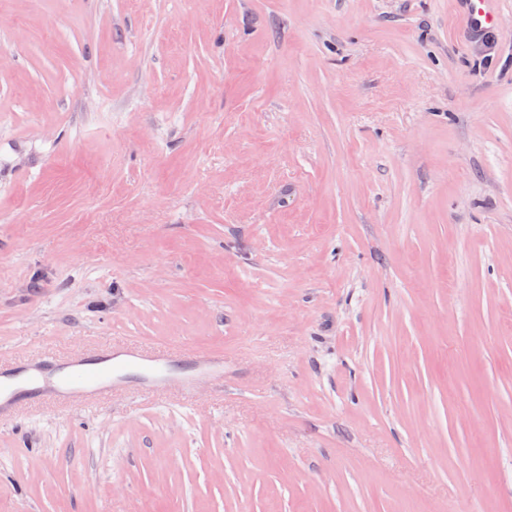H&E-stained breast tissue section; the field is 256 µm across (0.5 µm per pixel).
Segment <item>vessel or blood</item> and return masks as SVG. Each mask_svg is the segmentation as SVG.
<instances>
[{
    "instance_id": "obj_1",
    "label": "vessel or blood",
    "mask_w": 512,
    "mask_h": 512,
    "mask_svg": "<svg viewBox=\"0 0 512 512\" xmlns=\"http://www.w3.org/2000/svg\"><path fill=\"white\" fill-rule=\"evenodd\" d=\"M223 379L224 355L218 351L149 352L138 344L107 342L80 355L0 365V419L25 404L77 409L122 391L176 386L189 393L199 381Z\"/></svg>"
}]
</instances>
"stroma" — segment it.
I'll return each mask as SVG.
<instances>
[{
  "label": "stroma",
  "mask_w": 512,
  "mask_h": 512,
  "mask_svg": "<svg viewBox=\"0 0 512 512\" xmlns=\"http://www.w3.org/2000/svg\"><path fill=\"white\" fill-rule=\"evenodd\" d=\"M0 0V364L224 385L0 421V512H512V0ZM176 363H182L179 374L171 371ZM201 380L224 384L222 352L196 348L149 352L138 344L107 342L80 355L0 365V419L12 417L24 404L77 409L112 400L122 391L178 386L190 393Z\"/></svg>",
  "instance_id": "35a3bbf8"
}]
</instances>
